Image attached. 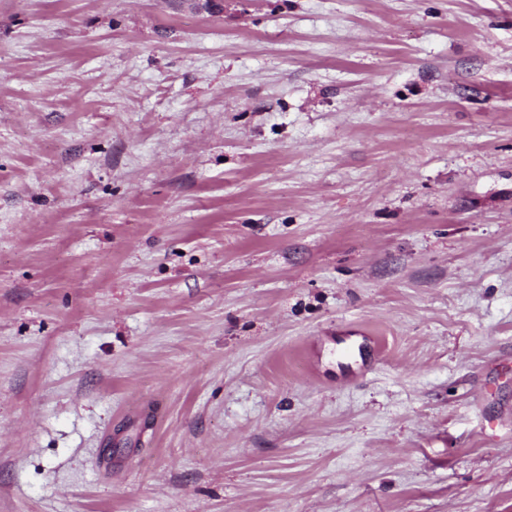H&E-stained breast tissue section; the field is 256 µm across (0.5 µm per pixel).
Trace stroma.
<instances>
[{"instance_id":"1","label":"stroma","mask_w":512,"mask_h":512,"mask_svg":"<svg viewBox=\"0 0 512 512\" xmlns=\"http://www.w3.org/2000/svg\"><path fill=\"white\" fill-rule=\"evenodd\" d=\"M0 512H512V0H0Z\"/></svg>"}]
</instances>
